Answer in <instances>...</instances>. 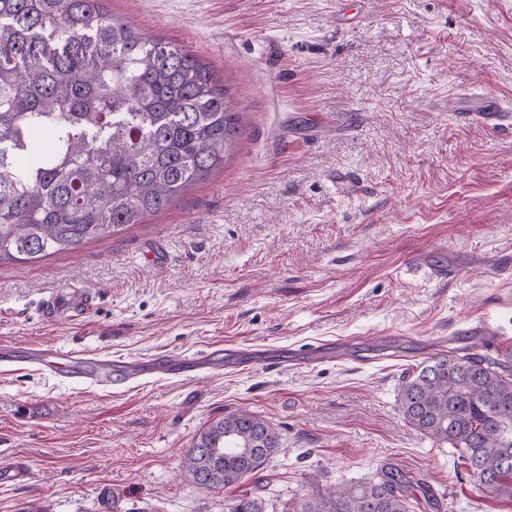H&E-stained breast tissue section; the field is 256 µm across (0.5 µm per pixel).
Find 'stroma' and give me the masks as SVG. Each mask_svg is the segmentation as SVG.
Returning <instances> with one entry per match:
<instances>
[{"instance_id": "35a3bbf8", "label": "stroma", "mask_w": 512, "mask_h": 512, "mask_svg": "<svg viewBox=\"0 0 512 512\" xmlns=\"http://www.w3.org/2000/svg\"><path fill=\"white\" fill-rule=\"evenodd\" d=\"M223 76L243 135L223 170L166 212L73 252L0 266V345L144 361L120 389L0 365V512H265L395 468L410 512H512L457 452L411 427L421 362L512 339V118L447 111L456 87L512 111V0H105ZM80 285L86 316L44 325ZM220 348L188 379L153 358ZM275 350L279 364L265 353ZM247 410L277 450L230 488L184 468L214 419ZM96 295L84 288H70L66 292L51 291L41 300L40 317L44 322L88 314L95 306Z\"/></svg>"}]
</instances>
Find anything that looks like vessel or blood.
I'll return each mask as SVG.
<instances>
[{
	"label": "vessel or blood",
	"mask_w": 512,
	"mask_h": 512,
	"mask_svg": "<svg viewBox=\"0 0 512 512\" xmlns=\"http://www.w3.org/2000/svg\"><path fill=\"white\" fill-rule=\"evenodd\" d=\"M449 111L477 117L481 123L496 127L502 124L506 110L502 101L490 94H478L461 88L448 97ZM96 295L84 288H72L65 292L52 291L40 303V317L45 322H56L77 315L88 314L95 306ZM0 359L18 364H36L48 374L77 377L98 386L121 385L136 378L141 365L127 361L121 371H114L111 362L88 357L50 345L37 344L11 347L0 353ZM223 365L212 354L199 356L180 355L172 368L176 374H212Z\"/></svg>",
	"instance_id": "obj_1"
}]
</instances>
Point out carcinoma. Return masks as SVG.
I'll return each instance as SVG.
<instances>
[{
    "label": "carcinoma",
    "mask_w": 512,
    "mask_h": 512,
    "mask_svg": "<svg viewBox=\"0 0 512 512\" xmlns=\"http://www.w3.org/2000/svg\"><path fill=\"white\" fill-rule=\"evenodd\" d=\"M103 0H0V263L125 231L224 167L243 134L224 79L200 56L111 16ZM404 418L512 500V362L445 355L401 388ZM278 446L261 416L212 421L187 451L201 488L227 487ZM384 470L299 512H407ZM229 512H265L241 496Z\"/></svg>",
    "instance_id": "1"
}]
</instances>
